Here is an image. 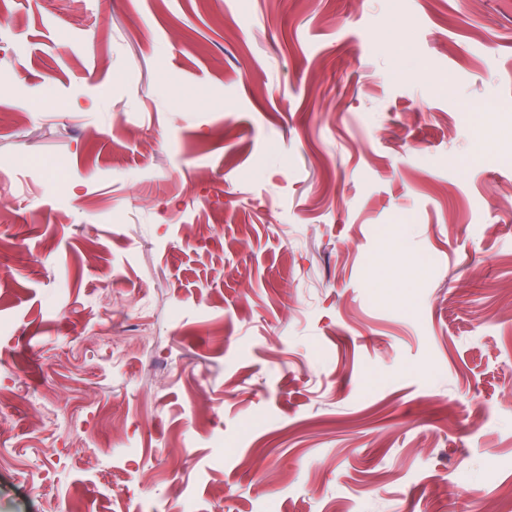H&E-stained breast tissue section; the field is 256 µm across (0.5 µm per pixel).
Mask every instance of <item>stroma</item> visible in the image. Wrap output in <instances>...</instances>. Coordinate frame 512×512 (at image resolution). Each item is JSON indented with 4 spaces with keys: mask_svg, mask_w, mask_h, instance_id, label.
Returning <instances> with one entry per match:
<instances>
[{
    "mask_svg": "<svg viewBox=\"0 0 512 512\" xmlns=\"http://www.w3.org/2000/svg\"><path fill=\"white\" fill-rule=\"evenodd\" d=\"M5 7L0 512H512V0Z\"/></svg>",
    "mask_w": 512,
    "mask_h": 512,
    "instance_id": "obj_1",
    "label": "stroma"
}]
</instances>
